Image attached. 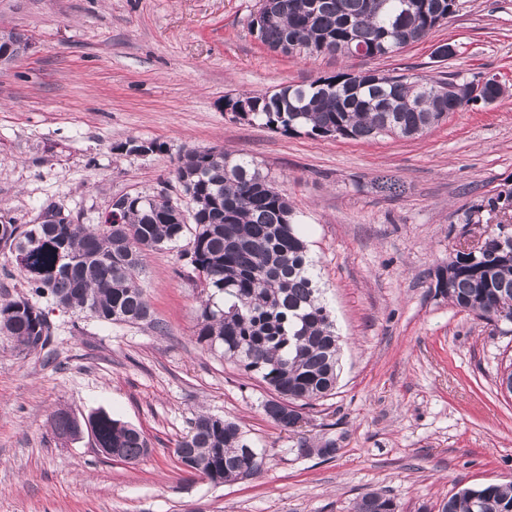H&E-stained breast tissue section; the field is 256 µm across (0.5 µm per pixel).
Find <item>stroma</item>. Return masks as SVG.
Here are the masks:
<instances>
[{
	"label": "stroma",
	"mask_w": 512,
	"mask_h": 512,
	"mask_svg": "<svg viewBox=\"0 0 512 512\" xmlns=\"http://www.w3.org/2000/svg\"><path fill=\"white\" fill-rule=\"evenodd\" d=\"M259 0H0V30L30 49L0 66V220L35 223L49 205L103 223L113 197L165 195L189 149L244 153L295 207L342 338L332 396L300 435L263 412L266 387L198 344L201 307L178 248L149 252V325L49 307L52 341L22 351L0 336V512H352L378 491L398 512H440L464 487L512 480V395L499 377L512 332L453 306L434 274L466 218L512 188V0H458L423 40L390 57L285 56L249 31ZM460 46L442 61L435 48ZM411 77L497 75L494 104L450 113L416 138L285 135L234 118L224 99L338 70ZM162 151L129 152L127 141ZM400 186L380 191L379 178ZM104 410L149 446L134 462L52 418ZM238 422L262 472L221 485L174 449L194 414ZM335 438L334 458L300 457L298 437Z\"/></svg>",
	"instance_id": "obj_1"
}]
</instances>
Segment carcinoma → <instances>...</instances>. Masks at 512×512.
I'll use <instances>...</instances> for the list:
<instances>
[{
    "instance_id": "cac0c4a2",
    "label": "carcinoma",
    "mask_w": 512,
    "mask_h": 512,
    "mask_svg": "<svg viewBox=\"0 0 512 512\" xmlns=\"http://www.w3.org/2000/svg\"><path fill=\"white\" fill-rule=\"evenodd\" d=\"M457 0H259L249 26L262 44L286 55L319 56L322 47L342 56L365 50L374 58L425 38L456 12ZM492 77L452 81L412 79L377 71L345 70L272 93L225 98L234 117L284 135L371 140L381 135L415 138L451 112L473 102L464 89L493 93ZM175 178L186 206L166 196L120 195L112 203L121 222L76 224L56 207L35 224H0L7 251L35 295L52 304L90 312L112 324L149 323L150 303L140 284L146 254L189 238L181 257L193 273L203 307L197 343L256 375L272 391L262 408L282 429L301 410L332 395L339 372L340 337L316 288L313 264L294 221L293 207L252 159L214 148L191 149L179 158ZM436 293L457 308L493 323L512 317V239L486 237L483 251H461L437 269ZM0 334L31 351L52 339L48 313L29 299L0 302ZM55 432L75 438L86 428L103 448L124 458L145 457L148 444L135 427L105 411L78 420L60 411ZM239 424L208 413L191 421L175 454L185 468L214 484L256 475L263 453ZM328 438L296 443L301 457L331 458ZM353 512H397L393 499L364 494ZM441 512H512V482L462 488Z\"/></svg>"
}]
</instances>
